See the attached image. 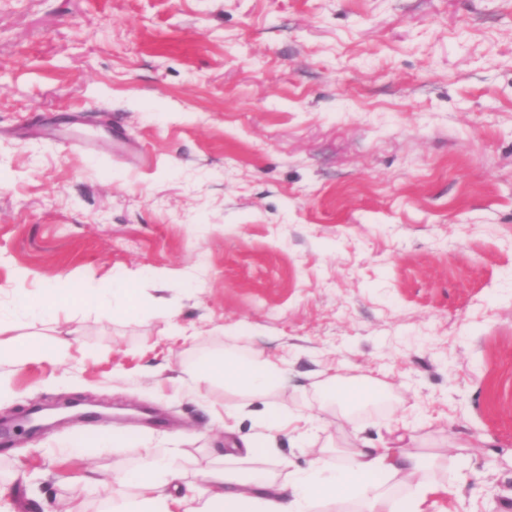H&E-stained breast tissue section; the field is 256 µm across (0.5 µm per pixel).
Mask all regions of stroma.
<instances>
[{
    "instance_id": "obj_1",
    "label": "stroma",
    "mask_w": 512,
    "mask_h": 512,
    "mask_svg": "<svg viewBox=\"0 0 512 512\" xmlns=\"http://www.w3.org/2000/svg\"><path fill=\"white\" fill-rule=\"evenodd\" d=\"M22 270L36 303L123 275L142 304L52 335ZM0 319L71 343L0 363V421L98 412L0 446L11 512H99L151 448L204 484L260 434L214 420L243 402L313 420L277 472L396 428L455 489L431 512H512V0H0ZM227 349L288 378L187 392ZM333 376L384 390L345 410Z\"/></svg>"
}]
</instances>
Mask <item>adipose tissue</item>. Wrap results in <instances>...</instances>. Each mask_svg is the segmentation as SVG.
I'll list each match as a JSON object with an SVG mask.
<instances>
[{
    "mask_svg": "<svg viewBox=\"0 0 512 512\" xmlns=\"http://www.w3.org/2000/svg\"><path fill=\"white\" fill-rule=\"evenodd\" d=\"M286 374L281 363L228 350L199 359L190 381L198 387L219 382L260 395ZM174 454L171 448L152 451L125 471L122 482L136 493L112 501L106 512H316L326 502L335 505V512H345L349 502L355 503L354 512H430L432 498L452 492L432 478V459L402 445L352 449L346 465L320 450L306 469L289 472L281 483L260 471L241 479L217 470L202 488L169 465Z\"/></svg>",
    "mask_w": 512,
    "mask_h": 512,
    "instance_id": "1",
    "label": "adipose tissue"
}]
</instances>
